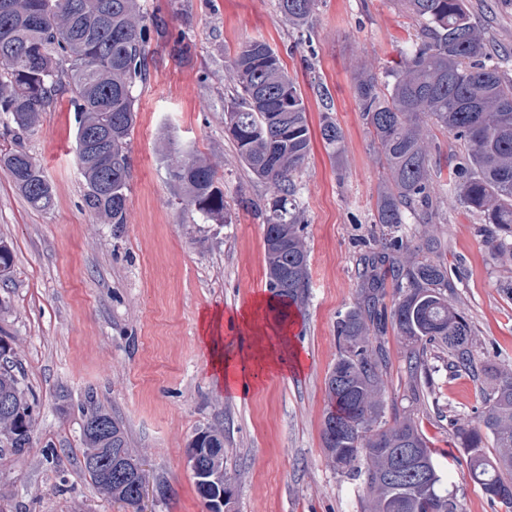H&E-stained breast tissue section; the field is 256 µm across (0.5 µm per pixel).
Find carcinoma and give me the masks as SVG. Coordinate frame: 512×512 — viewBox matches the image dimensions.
I'll return each instance as SVG.
<instances>
[{
  "label": "carcinoma",
  "mask_w": 512,
  "mask_h": 512,
  "mask_svg": "<svg viewBox=\"0 0 512 512\" xmlns=\"http://www.w3.org/2000/svg\"><path fill=\"white\" fill-rule=\"evenodd\" d=\"M420 24L417 42L378 75L361 69L354 95L380 153L388 186L377 197L374 223L380 251L361 259V300L336 326L338 357L326 380L335 437L323 436L336 467L363 480L369 512H461L443 486L434 450L409 416L385 419L381 399L388 352L380 339L387 326L408 338L413 389L428 376L427 346L448 355V370L477 381L483 390L478 421L450 417L455 447L471 479L505 512H512V371H496L478 356L464 311L448 299L454 285L447 266L416 261L412 242L396 235L407 217L428 219L434 190L431 154L423 128L452 133L468 160L449 171L448 191L465 210L481 215L488 251L512 259V52L494 50L471 19L465 0H397ZM316 0H278L296 26L308 24ZM166 39L172 56L192 47L166 38L161 21L146 16L138 0H0V115L22 132L69 95L76 124V159L87 185L84 203L113 224L125 222L131 177L128 142L135 126L134 89L146 80L152 36ZM236 97L224 113L225 132L247 168L279 194L281 208L265 224L266 276L282 317L308 288V252L295 209L293 174L311 150L301 92L265 41L243 42L229 60ZM321 137L332 155L344 136L325 116ZM169 174L188 202L208 219L224 220V191L216 173L195 151L169 143ZM0 168L39 211L54 206V191L34 159L19 145L0 148ZM11 246L0 240V278L11 272ZM393 287L391 309L383 299ZM11 345L0 338V448L20 453L32 444L36 418ZM84 473L103 495L140 512L137 455L123 424L89 399L82 408ZM494 448L489 452L488 448Z\"/></svg>",
  "instance_id": "1"
}]
</instances>
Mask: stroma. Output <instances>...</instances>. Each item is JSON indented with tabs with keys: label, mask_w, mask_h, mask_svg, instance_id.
<instances>
[{
	"label": "stroma",
	"mask_w": 512,
	"mask_h": 512,
	"mask_svg": "<svg viewBox=\"0 0 512 512\" xmlns=\"http://www.w3.org/2000/svg\"><path fill=\"white\" fill-rule=\"evenodd\" d=\"M140 3L195 51L180 62L162 43L150 44L147 79L134 91L124 224H109L84 205L67 98L19 138L0 118V145L21 142L55 191L51 210H34L0 169V240L14 252L12 276L0 282V336L9 339L36 414L30 448L0 452V512H127L83 473L80 407L90 397L123 422L149 481L167 487L162 498L147 493L145 512H207L186 458L191 438L207 427L224 433L232 512H366L362 480L336 468L322 436L336 324L358 302L359 262L381 237L373 213L383 164L353 77L363 68L384 74L418 27L396 0H317L302 27L279 13L277 0ZM469 6L494 44L512 51V0ZM250 39L277 52L307 109L312 151L293 180L309 285L286 338L302 372H267L229 394L211 370L202 319L222 312V335L252 364L267 354L265 315L248 328L237 315L272 295L264 226L278 200L224 131V108L236 90L228 61ZM327 114L344 133L338 159L320 135ZM171 140L193 145L215 170L223 222L204 218L174 186L164 159ZM400 231L416 244L440 241L438 256L455 284L451 297L471 322L477 350L497 369L512 370V263L491 258L481 216L438 190L430 221L412 218ZM382 340L387 417L415 420L463 512H504L471 480L448 420L477 419L479 386L434 358L430 384L411 393L404 338L390 328Z\"/></svg>",
	"instance_id": "35a3bbf8"
}]
</instances>
